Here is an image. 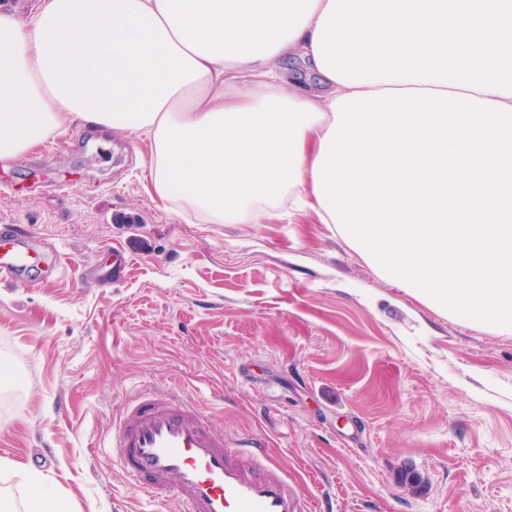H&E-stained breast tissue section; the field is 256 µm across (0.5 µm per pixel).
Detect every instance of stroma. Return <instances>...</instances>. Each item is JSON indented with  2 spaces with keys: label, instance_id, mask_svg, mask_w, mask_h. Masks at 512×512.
Instances as JSON below:
<instances>
[{
  "label": "stroma",
  "instance_id": "obj_1",
  "mask_svg": "<svg viewBox=\"0 0 512 512\" xmlns=\"http://www.w3.org/2000/svg\"><path fill=\"white\" fill-rule=\"evenodd\" d=\"M146 137L75 125L0 165V225L62 266L0 286L8 512H174L103 442L141 388L268 441L315 512H512V331L386 280L314 212L200 224L148 188ZM123 278L103 284L114 253ZM49 450L45 465L33 460Z\"/></svg>",
  "mask_w": 512,
  "mask_h": 512
}]
</instances>
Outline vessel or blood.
<instances>
[{"mask_svg": "<svg viewBox=\"0 0 512 512\" xmlns=\"http://www.w3.org/2000/svg\"><path fill=\"white\" fill-rule=\"evenodd\" d=\"M33 232L0 226V284L60 264L59 252L38 247ZM108 445L131 484L175 512H311L302 495L254 438L227 439L198 408L150 390L129 400Z\"/></svg>", "mask_w": 512, "mask_h": 512, "instance_id": "1", "label": "vessel or blood"}]
</instances>
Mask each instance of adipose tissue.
I'll return each mask as SVG.
<instances>
[{"instance_id": "obj_1", "label": "adipose tissue", "mask_w": 512, "mask_h": 512, "mask_svg": "<svg viewBox=\"0 0 512 512\" xmlns=\"http://www.w3.org/2000/svg\"><path fill=\"white\" fill-rule=\"evenodd\" d=\"M302 56L315 86L274 64ZM147 134L201 224L337 225L448 314L512 329V0H39L0 10V161Z\"/></svg>"}]
</instances>
